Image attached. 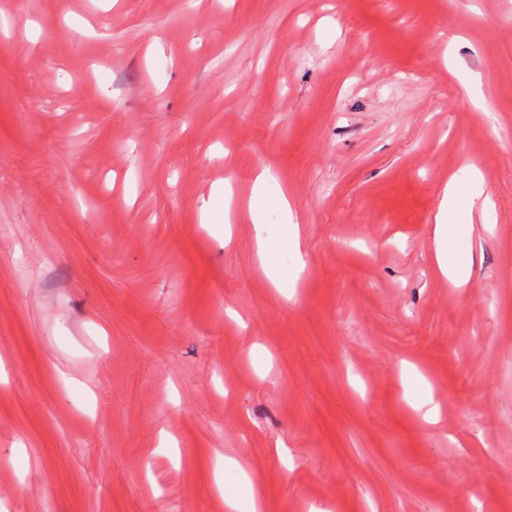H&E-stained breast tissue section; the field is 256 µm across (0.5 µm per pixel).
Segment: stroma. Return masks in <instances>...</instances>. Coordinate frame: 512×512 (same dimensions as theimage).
I'll list each match as a JSON object with an SVG mask.
<instances>
[{
  "label": "stroma",
  "mask_w": 512,
  "mask_h": 512,
  "mask_svg": "<svg viewBox=\"0 0 512 512\" xmlns=\"http://www.w3.org/2000/svg\"><path fill=\"white\" fill-rule=\"evenodd\" d=\"M188 2L0 0V512H512V0ZM458 200V186L455 179H449L448 186L445 187L438 213L436 215V231L437 235L441 238L453 236L457 232L456 224H446L448 220V210L455 207Z\"/></svg>",
  "instance_id": "1"
}]
</instances>
